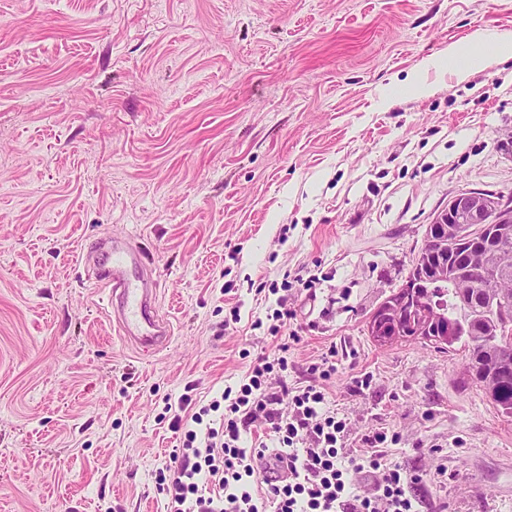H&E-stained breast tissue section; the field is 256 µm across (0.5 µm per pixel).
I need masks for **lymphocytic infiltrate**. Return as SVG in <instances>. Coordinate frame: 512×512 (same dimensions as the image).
I'll return each instance as SVG.
<instances>
[{"label":"lymphocytic infiltrate","mask_w":512,"mask_h":512,"mask_svg":"<svg viewBox=\"0 0 512 512\" xmlns=\"http://www.w3.org/2000/svg\"><path fill=\"white\" fill-rule=\"evenodd\" d=\"M275 371L287 374V357H258L208 404L179 396L168 512H418L416 476L387 459L396 435L378 429L364 435L366 451L347 447L349 425L324 388L272 390ZM259 420L269 440L246 445L243 431Z\"/></svg>","instance_id":"f902f5d3"}]
</instances>
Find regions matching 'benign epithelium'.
<instances>
[{"mask_svg": "<svg viewBox=\"0 0 512 512\" xmlns=\"http://www.w3.org/2000/svg\"><path fill=\"white\" fill-rule=\"evenodd\" d=\"M457 224H475L483 230L492 228L494 232L502 235L512 234V210L499 196H488L475 191H466L453 196L448 201V207L439 212L427 230L424 244L420 250L429 263L427 271H419L412 276L410 285L397 289L386 300L383 307L375 316L371 317L368 331L380 343H391L398 339L397 330L389 329L387 319L398 318L403 310L412 312L414 337L426 339L427 327L440 319L436 311V305L429 295L423 292V288L429 278L441 279L447 271V267L439 263L430 266L434 256L443 252L447 236L455 232ZM464 263L467 264L469 275L458 281L457 287L461 288L460 297L467 296L465 289L474 285L472 276H478L489 288V294L498 292V288L504 283L501 271L506 265V255L494 249L488 242L474 236L462 253Z\"/></svg>", "mask_w": 512, "mask_h": 512, "instance_id": "1", "label": "benign epithelium"}]
</instances>
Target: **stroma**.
I'll return each instance as SVG.
<instances>
[{"instance_id": "35a3bbf8", "label": "stroma", "mask_w": 512, "mask_h": 512, "mask_svg": "<svg viewBox=\"0 0 512 512\" xmlns=\"http://www.w3.org/2000/svg\"><path fill=\"white\" fill-rule=\"evenodd\" d=\"M477 30L512 0H0V512H167V401L332 346L350 446L394 432L421 512H512V418L463 350L367 331L450 197L512 193V51L448 56ZM105 234L153 261L158 353L88 288ZM287 273L320 283L272 336Z\"/></svg>"}]
</instances>
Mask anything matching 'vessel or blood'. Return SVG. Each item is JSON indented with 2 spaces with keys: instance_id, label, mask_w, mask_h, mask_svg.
<instances>
[{
  "instance_id": "b4317fda",
  "label": "vessel or blood",
  "mask_w": 512,
  "mask_h": 512,
  "mask_svg": "<svg viewBox=\"0 0 512 512\" xmlns=\"http://www.w3.org/2000/svg\"><path fill=\"white\" fill-rule=\"evenodd\" d=\"M92 250L98 257L93 285L107 289L109 314L120 335L140 351L162 349L172 328L159 312L151 261L141 250L111 236L98 239Z\"/></svg>"
}]
</instances>
